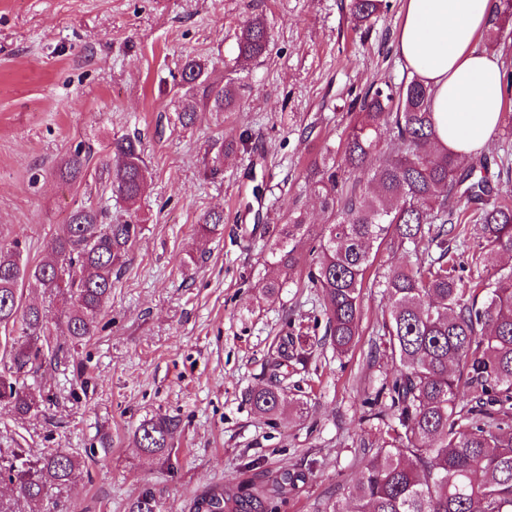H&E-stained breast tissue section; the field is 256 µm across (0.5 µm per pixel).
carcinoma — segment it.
<instances>
[{"mask_svg": "<svg viewBox=\"0 0 512 512\" xmlns=\"http://www.w3.org/2000/svg\"><path fill=\"white\" fill-rule=\"evenodd\" d=\"M388 8L386 0H350L349 10L362 26ZM489 40L512 36V0H498ZM269 48L265 21L243 24L238 59L262 57ZM180 111L188 129L200 112H225L236 107L231 81L212 76L205 60L186 58L180 73ZM432 93L419 78L398 86H371L360 98V111L342 144L341 160L324 158L314 164L307 181L331 221L313 239L303 212H292L278 225L270 247L278 275L266 284V295L277 296L285 278L304 262L310 287L320 295L326 336L338 354L346 353L361 332L362 292L366 275L382 247L402 251L415 261L398 265L383 276L390 301L381 324V339L394 371L366 404L384 402L372 414L386 428L387 439L365 463L350 489L351 507L334 504L331 512H512V268L498 265L503 252L512 253V198L494 192L482 171L487 159L459 156L437 144L431 111ZM397 144L396 153L376 168L368 165L383 134ZM108 149L115 162L102 164L113 194L133 204L143 194L148 169L141 141L113 140ZM88 157L77 150L58 168L66 183L82 179ZM352 179L339 188V174ZM369 185L366 192L357 185ZM472 219L477 223L471 264L478 277L459 274L463 265L448 248V235ZM224 214L204 216L206 234L223 230ZM142 231L130 219L79 205L61 234L46 246L35 264L23 260L21 244H0V326L20 324L9 360L0 362V404L19 415L37 414L40 402L25 383L44 365L45 353H69L94 336L98 319L112 296L113 275ZM428 238L434 253L415 256V246ZM32 283L46 298L62 297L56 326L71 345H51L45 310L22 301L23 287ZM310 349L301 337L288 335L268 363L266 384L248 400L261 416L277 414L283 403L293 361L305 365ZM176 427L167 417L149 419L135 432L138 447L155 454L170 447ZM80 462L63 451L29 459L22 448L0 458V476L15 486L18 501L39 512L46 491L76 476ZM302 480L283 473L265 485L237 490L212 488L195 499L193 512H266L267 503L289 485ZM151 490L141 493L129 512H156Z\"/></svg>", "mask_w": 512, "mask_h": 512, "instance_id": "cac0c4a2", "label": "carcinoma"}]
</instances>
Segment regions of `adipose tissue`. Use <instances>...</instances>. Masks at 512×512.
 <instances>
[{"label": "adipose tissue", "mask_w": 512, "mask_h": 512, "mask_svg": "<svg viewBox=\"0 0 512 512\" xmlns=\"http://www.w3.org/2000/svg\"><path fill=\"white\" fill-rule=\"evenodd\" d=\"M495 0H405L396 50L432 91L438 144L464 156L482 149L505 112L494 53L477 44Z\"/></svg>", "instance_id": "ef3b65f1"}]
</instances>
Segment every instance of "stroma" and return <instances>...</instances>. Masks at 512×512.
Returning a JSON list of instances; mask_svg holds the SVG:
<instances>
[{
	"instance_id": "stroma-1",
	"label": "stroma",
	"mask_w": 512,
	"mask_h": 512,
	"mask_svg": "<svg viewBox=\"0 0 512 512\" xmlns=\"http://www.w3.org/2000/svg\"><path fill=\"white\" fill-rule=\"evenodd\" d=\"M388 2L358 30L349 0H0V243L19 241L34 263L78 205L123 215L98 176L112 139L140 138L152 174L134 206L144 231L94 336L37 379L38 416L0 407L1 451L37 459L62 448L81 462L76 481L51 490L46 512H128L146 489L161 512H191L211 488L283 471L304 480L275 512H330L346 501L381 444L362 400L393 371L377 335L388 297L365 286L362 333L336 355L304 269L267 298L276 271L262 229L295 208L314 227L327 223L309 165L341 146L356 94L409 77L395 50L403 0ZM257 15L270 50L236 65L239 31ZM189 57L214 63L241 98L185 129L175 92ZM506 106L481 154L495 191L512 196V171L497 166L512 155V100ZM216 139L235 148L214 175ZM78 147L92 160L69 186L56 169ZM213 210L224 230L201 236ZM299 328L313 353L283 410L259 415L248 394L265 384L280 338ZM159 416L178 427L170 448L151 455L134 432Z\"/></svg>"
}]
</instances>
